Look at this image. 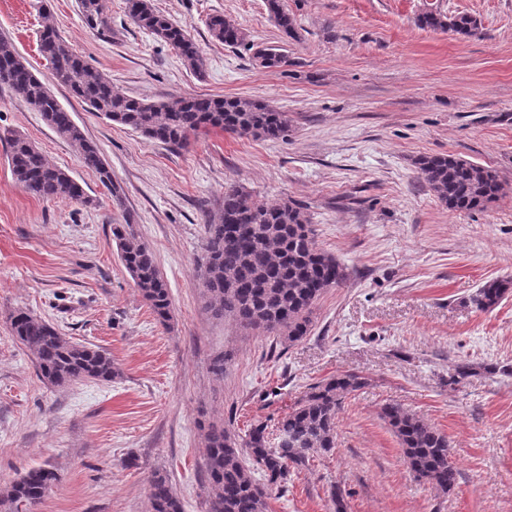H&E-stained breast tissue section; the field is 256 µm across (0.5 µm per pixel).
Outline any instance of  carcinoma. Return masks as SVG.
<instances>
[{
  "instance_id": "1",
  "label": "carcinoma",
  "mask_w": 512,
  "mask_h": 512,
  "mask_svg": "<svg viewBox=\"0 0 512 512\" xmlns=\"http://www.w3.org/2000/svg\"><path fill=\"white\" fill-rule=\"evenodd\" d=\"M79 8L90 28L108 26L105 0H79ZM266 8L269 18L286 36H295V18L284 9L282 0H266ZM126 9L135 26L170 45L195 75L204 76L206 58L186 26L158 11L152 0H126ZM417 24L460 38L480 33L477 18L440 10L423 12ZM207 25L211 35L227 47L248 45L246 33L221 14L210 16ZM39 53L50 65L55 80L75 97L148 141L182 148L190 134L212 130L271 140L282 139L288 133L286 113L249 98L197 96L155 103L118 95L112 82L90 67L49 23L40 34ZM255 62L273 70L288 66L278 46L267 47V53ZM1 70L13 75L9 84L13 94L29 105L36 104L47 125L75 148L82 165L98 175L111 196H118L97 147L2 35ZM0 138L9 145L13 176L26 193L43 200L90 202L84 187L67 171L50 164L26 138L12 133ZM416 165L427 187L450 211L480 208L502 189L494 170L454 154L422 155ZM310 224V215L294 200L268 205L242 186L225 188L220 213L204 224L199 263L198 286L212 316L230 317L245 329L282 337L290 343L307 336L317 301L347 278L336 257L319 247ZM112 235L142 298L160 323L168 322L171 296L153 251L129 222L112 225ZM511 290V281H491L478 288L472 303L487 312ZM10 329L32 356L39 379L48 386L63 388L81 380L110 382L117 374L109 353L70 341L41 317L17 311L10 316ZM365 384L360 375L345 373L310 385L278 422L280 435L288 437V444L275 449L268 446L266 425L262 423L241 440L222 421L201 426L209 512H268L271 492L287 483L290 468L336 447V411L346 396ZM381 416L396 436L414 477L443 494L452 492L459 470L452 460L448 436L398 404L384 405ZM249 459L263 472L264 482L253 477L247 465ZM59 480L58 472L51 467L25 470L0 490V512H34ZM148 500L150 512H184L166 474L152 475Z\"/></svg>"
}]
</instances>
